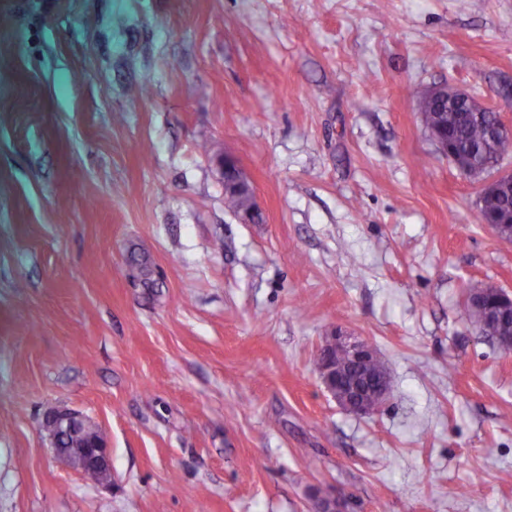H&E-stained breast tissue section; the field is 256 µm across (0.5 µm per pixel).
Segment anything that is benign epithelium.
<instances>
[{
	"instance_id": "7a95c632",
	"label": "benign epithelium",
	"mask_w": 512,
	"mask_h": 512,
	"mask_svg": "<svg viewBox=\"0 0 512 512\" xmlns=\"http://www.w3.org/2000/svg\"><path fill=\"white\" fill-rule=\"evenodd\" d=\"M223 171L236 173L230 187L237 191L251 192L234 156H224ZM502 183L512 185V172H497L480 181V195L491 192ZM376 356L368 340L351 336L340 329L325 337L318 350V368L325 389L340 406L352 409L360 416L378 413L391 398V384L385 369H380V373L371 378L365 374L366 367ZM47 419L60 425L57 433L51 436L54 456L71 464L60 452V448L68 441V434L73 427L85 425L90 419L71 409L54 412ZM85 453L87 462L111 468L110 451L102 436L90 440Z\"/></svg>"
}]
</instances>
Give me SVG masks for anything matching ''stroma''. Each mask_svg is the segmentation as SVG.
Masks as SVG:
<instances>
[{
	"mask_svg": "<svg viewBox=\"0 0 512 512\" xmlns=\"http://www.w3.org/2000/svg\"><path fill=\"white\" fill-rule=\"evenodd\" d=\"M448 85L512 126V0H0V512H512V352L464 309L512 241L418 109ZM337 328L373 416L321 382ZM224 203H225V206L229 210H231L235 213H238L242 209L254 204L253 197L251 195L228 193V192H225ZM254 213H255L254 208L243 210L240 212L239 217L245 223L253 222V221H255ZM340 356L345 357V363L338 361ZM376 356L368 340L351 336L341 329L325 336L318 350V368L325 389L340 406L352 409L360 416L378 413L392 395L384 368H380V374L371 378L365 374L373 358L372 371L383 366L382 359ZM366 384L370 388H366ZM46 419L54 421L57 424L61 425V427L57 430V433L54 434L53 436H50L54 456L59 460L63 461L64 463H66L67 465H69L71 468L75 469L81 474H84V478H86V480L96 482L98 477L95 472L87 471L84 473V469L81 465H73L71 461L60 452V448H62L63 444L68 441V434L73 427L86 425L87 423H91L92 421L83 413L71 409L54 412L47 416ZM90 429L87 433V440L91 439L87 447H85L86 461L98 467L107 468L111 470L110 451L107 448L101 434H98L95 439H92L95 434Z\"/></svg>",
	"mask_w": 512,
	"mask_h": 512,
	"instance_id": "35a3bbf8",
	"label": "stroma"
}]
</instances>
